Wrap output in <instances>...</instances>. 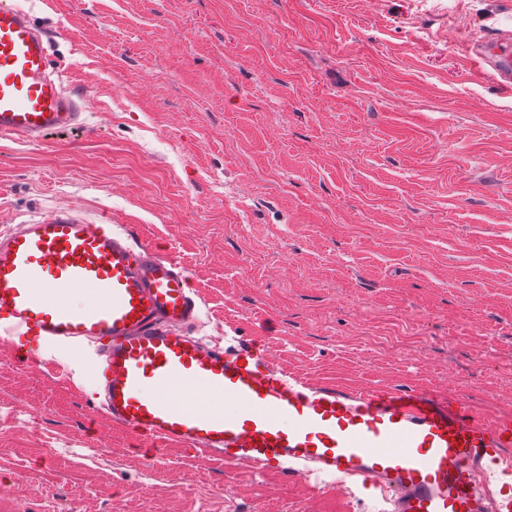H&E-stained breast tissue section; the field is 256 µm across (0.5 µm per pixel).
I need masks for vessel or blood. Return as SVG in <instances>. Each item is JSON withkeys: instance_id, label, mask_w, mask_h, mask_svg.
Instances as JSON below:
<instances>
[{"instance_id": "vessel-or-blood-1", "label": "vessel or blood", "mask_w": 512, "mask_h": 512, "mask_svg": "<svg viewBox=\"0 0 512 512\" xmlns=\"http://www.w3.org/2000/svg\"><path fill=\"white\" fill-rule=\"evenodd\" d=\"M512 83V34L476 49ZM84 96L52 68L48 41L18 0H0V138L39 144L83 124ZM83 297L74 307L67 294ZM200 306L188 270L124 228L70 209L0 237V332L95 344L102 404L113 423L228 463L298 476L332 475L373 489L385 512H512V486L476 489L488 465L512 468V423L491 422L461 395L312 382L259 348L190 336ZM195 387L223 411L177 398Z\"/></svg>"}]
</instances>
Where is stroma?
Listing matches in <instances>:
<instances>
[{
    "label": "stroma",
    "instance_id": "1",
    "mask_svg": "<svg viewBox=\"0 0 512 512\" xmlns=\"http://www.w3.org/2000/svg\"><path fill=\"white\" fill-rule=\"evenodd\" d=\"M86 126L0 139V230L69 208L177 257L192 334L512 420V0H19ZM0 334V512H382L112 423L92 346ZM476 54L487 67L493 71V76L502 84L512 83V34L507 31L502 40H496L491 45L478 46Z\"/></svg>",
    "mask_w": 512,
    "mask_h": 512
}]
</instances>
